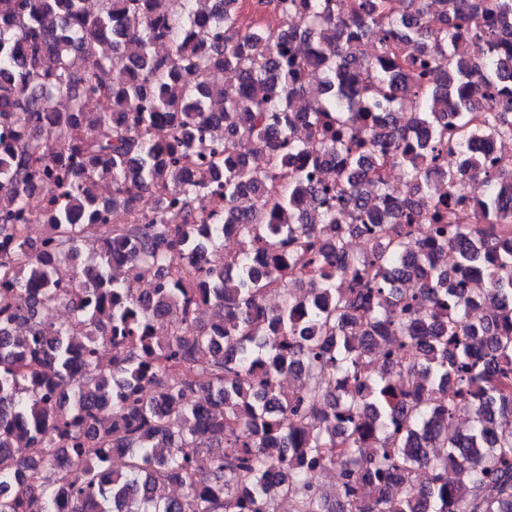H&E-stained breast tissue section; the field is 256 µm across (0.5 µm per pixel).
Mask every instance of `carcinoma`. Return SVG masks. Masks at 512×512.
<instances>
[{"label": "carcinoma", "instance_id": "obj_1", "mask_svg": "<svg viewBox=\"0 0 512 512\" xmlns=\"http://www.w3.org/2000/svg\"><path fill=\"white\" fill-rule=\"evenodd\" d=\"M196 2L0 0V512H328L323 469L342 477L339 512H512V168L448 173L450 190L477 180L471 224L441 223L430 197L445 153L512 135V0H404L399 14L348 0L345 16L342 0H265L298 16L277 30L243 25L242 0ZM58 93L67 110L49 119ZM100 181L112 198L95 210ZM39 187L35 242L19 220ZM146 192L168 209L107 223ZM353 224L371 237L360 255ZM114 245L156 274L153 295L109 270ZM473 272L491 308L479 323ZM168 309L179 325L160 329ZM170 482L183 497L155 495Z\"/></svg>", "mask_w": 512, "mask_h": 512}]
</instances>
